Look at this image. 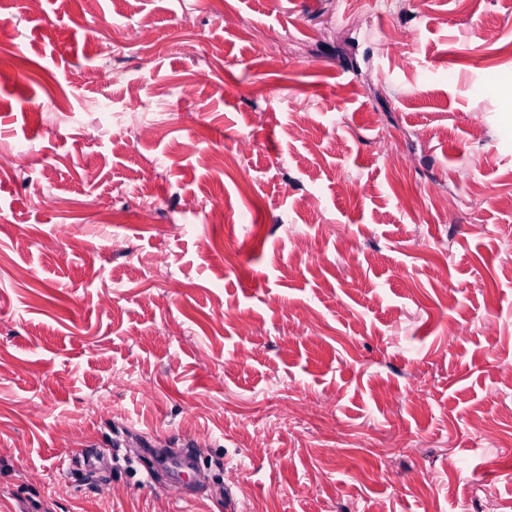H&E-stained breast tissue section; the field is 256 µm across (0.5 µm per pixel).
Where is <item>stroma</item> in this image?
Wrapping results in <instances>:
<instances>
[{
    "instance_id": "obj_1",
    "label": "stroma",
    "mask_w": 512,
    "mask_h": 512,
    "mask_svg": "<svg viewBox=\"0 0 512 512\" xmlns=\"http://www.w3.org/2000/svg\"><path fill=\"white\" fill-rule=\"evenodd\" d=\"M509 86L512 0H0V512H512ZM119 49V45L114 43L112 44V49L107 45L104 48H101L100 56L102 60L105 61V63L100 67L99 70L84 74L80 78L84 80H92L102 76H109L112 81L120 80L122 78V74L116 69H112V55L115 56Z\"/></svg>"
}]
</instances>
